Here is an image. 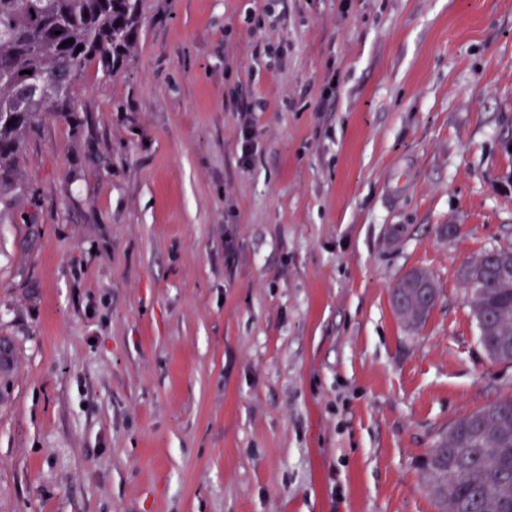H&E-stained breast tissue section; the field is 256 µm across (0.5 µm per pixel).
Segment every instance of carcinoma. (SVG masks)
<instances>
[{"instance_id":"cac0c4a2","label":"carcinoma","mask_w":512,"mask_h":512,"mask_svg":"<svg viewBox=\"0 0 512 512\" xmlns=\"http://www.w3.org/2000/svg\"><path fill=\"white\" fill-rule=\"evenodd\" d=\"M144 0H0V213L34 188L19 173L23 144L53 112L81 108L75 88L87 67L110 76L137 44ZM72 44L60 47L64 41ZM32 74H27V71ZM512 247L493 249L459 271L488 356L512 363V278L498 273ZM420 287L401 280L410 325H423L439 290L424 271ZM441 512H512V394L455 420L421 465Z\"/></svg>"}]
</instances>
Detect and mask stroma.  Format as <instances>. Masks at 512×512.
I'll return each instance as SVG.
<instances>
[{"instance_id":"35a3bbf8","label":"stroma","mask_w":512,"mask_h":512,"mask_svg":"<svg viewBox=\"0 0 512 512\" xmlns=\"http://www.w3.org/2000/svg\"><path fill=\"white\" fill-rule=\"evenodd\" d=\"M77 96L0 216V512H440L512 394L458 277L512 245V0H145ZM415 270L410 274H415L417 282L421 283L420 287L408 288L409 283H406V279L409 274L405 275L394 289L392 297L398 296L409 313V316L408 314H403L402 318L408 324L419 327L425 323L430 311L435 306L439 290L434 280L427 273L419 269Z\"/></svg>"}]
</instances>
